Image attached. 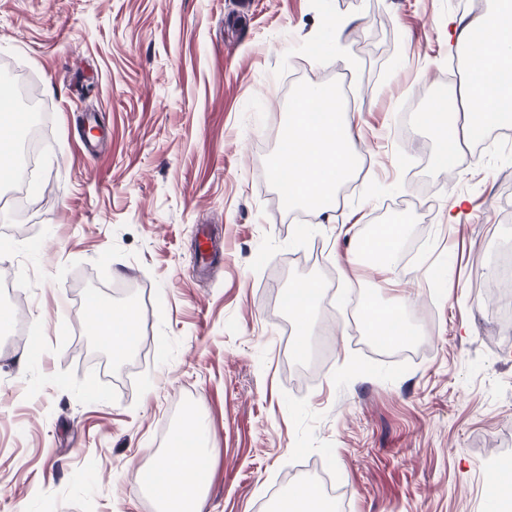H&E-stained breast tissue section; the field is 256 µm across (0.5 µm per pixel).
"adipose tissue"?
I'll return each instance as SVG.
<instances>
[{
	"label": "adipose tissue",
	"mask_w": 512,
	"mask_h": 512,
	"mask_svg": "<svg viewBox=\"0 0 512 512\" xmlns=\"http://www.w3.org/2000/svg\"><path fill=\"white\" fill-rule=\"evenodd\" d=\"M449 40L467 65L460 81V95L471 117L458 124L444 120L446 107L434 104L419 118L421 127L433 131L439 149L448 142L473 136L475 121L487 126L512 123V85L491 87L484 74L495 67H512V9H496L463 22L449 21ZM323 87L301 92L288 114L268 170L286 188L288 203L301 205L314 217L327 215L336 192L353 174L361 157L362 137L347 112L331 107L323 120H314L310 102L328 99ZM96 335L124 357L134 343L137 314L126 303L95 304L92 309ZM209 479L204 456H189L173 447L158 457L152 470L140 475L143 488L154 494L163 512H203L202 489Z\"/></svg>",
	"instance_id": "ef3b65f1"
}]
</instances>
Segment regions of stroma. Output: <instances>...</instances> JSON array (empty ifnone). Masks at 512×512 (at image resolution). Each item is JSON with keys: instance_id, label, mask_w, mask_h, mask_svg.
Returning a JSON list of instances; mask_svg holds the SVG:
<instances>
[{"instance_id": "35a3bbf8", "label": "stroma", "mask_w": 512, "mask_h": 512, "mask_svg": "<svg viewBox=\"0 0 512 512\" xmlns=\"http://www.w3.org/2000/svg\"><path fill=\"white\" fill-rule=\"evenodd\" d=\"M466 0H0V71L32 80L42 128L28 202L0 183V269L20 336L0 334V512H160L138 471L190 398L205 429L203 512H273L289 473L323 472L347 512H500L512 456V322L488 250L512 231V133L413 171L433 132L420 92L463 71L448 20ZM340 82L367 164L326 218L269 174L289 98ZM464 213L448 221L449 194ZM401 221L413 338L365 342L349 262ZM217 252L194 262L199 231ZM312 280L309 335L282 299ZM131 302L122 359L79 320ZM304 337L305 353L289 345Z\"/></svg>"}]
</instances>
